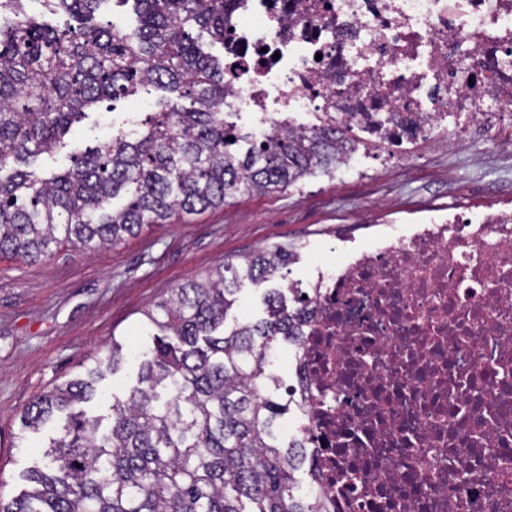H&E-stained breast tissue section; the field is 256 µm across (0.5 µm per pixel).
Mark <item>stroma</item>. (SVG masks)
<instances>
[{"mask_svg": "<svg viewBox=\"0 0 512 512\" xmlns=\"http://www.w3.org/2000/svg\"><path fill=\"white\" fill-rule=\"evenodd\" d=\"M159 97L153 90L111 110L98 108L67 136L69 151L109 137L115 125L140 112L141 102L153 106ZM511 136L506 121L497 137L480 134L454 151L432 143L411 164L365 179L318 172L286 191L243 195L91 253L64 248L37 265L0 259V497L18 493L20 473L56 431L50 423L18 439L21 413L39 394L83 373L117 339L128 360L99 383L101 398L86 406L88 414L110 417L113 397L137 383L150 343L142 313L161 297L224 261L274 244L302 245L290 269L293 279L307 280L336 263L337 235H357L361 214L390 221L400 211H478L511 202L512 152L504 146Z\"/></svg>", "mask_w": 512, "mask_h": 512, "instance_id": "1", "label": "stroma"}]
</instances>
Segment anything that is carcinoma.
Instances as JSON below:
<instances>
[{"instance_id":"1","label":"carcinoma","mask_w":512,"mask_h":512,"mask_svg":"<svg viewBox=\"0 0 512 512\" xmlns=\"http://www.w3.org/2000/svg\"><path fill=\"white\" fill-rule=\"evenodd\" d=\"M76 25L0 0V257L39 264L58 250L93 251L144 226L222 207L245 193L283 192L336 169L346 135L331 125L258 140L224 121V65L189 23L224 42L226 0H131L134 34L95 13L105 0H46ZM169 93L133 136L115 134L46 176L35 163L106 101ZM123 196L125 204L114 207ZM296 247L259 248L194 277L143 312L152 346L138 383L112 398V426L80 406L122 363L112 340L84 374L40 394L21 416L37 433L57 413L43 464L0 512H328L301 496L303 457L277 432L288 413L272 354L299 352L309 315L291 288H271L264 316L224 328L247 284L285 281Z\"/></svg>"}]
</instances>
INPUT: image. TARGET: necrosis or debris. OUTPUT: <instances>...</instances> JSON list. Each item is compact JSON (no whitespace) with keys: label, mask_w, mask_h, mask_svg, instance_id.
Wrapping results in <instances>:
<instances>
[{"label":"necrosis or debris","mask_w":512,"mask_h":512,"mask_svg":"<svg viewBox=\"0 0 512 512\" xmlns=\"http://www.w3.org/2000/svg\"><path fill=\"white\" fill-rule=\"evenodd\" d=\"M224 110L335 122L368 176L512 112V0H228ZM311 309L279 426L331 512H512V207L363 221Z\"/></svg>","instance_id":"obj_1"}]
</instances>
